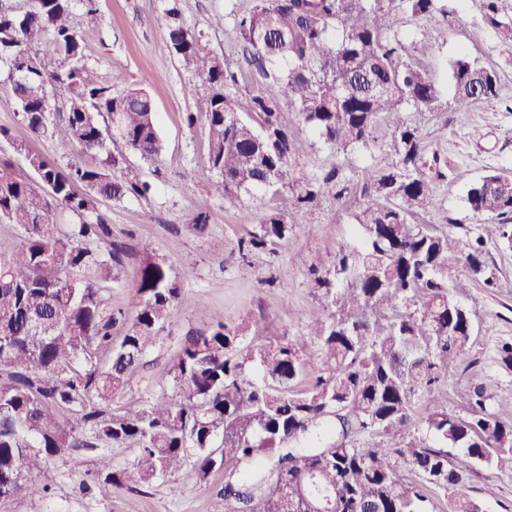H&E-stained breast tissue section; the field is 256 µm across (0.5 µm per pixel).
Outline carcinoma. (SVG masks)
I'll list each match as a JSON object with an SVG mask.
<instances>
[{"mask_svg":"<svg viewBox=\"0 0 512 512\" xmlns=\"http://www.w3.org/2000/svg\"><path fill=\"white\" fill-rule=\"evenodd\" d=\"M498 2L484 0V20L511 49L512 16ZM77 4L86 26L97 24L95 0H30L23 8L0 0L7 94L33 136L83 155L62 167L15 144L26 154L25 175L0 160V222L23 230L19 247L0 256V503L45 493L41 461L68 448H135L127 467L100 454L92 484L102 497L150 487L191 461L202 480L224 471L213 512H314L318 504L329 512H435L428 508L434 490L448 512H481L462 491L464 476L478 464L512 473V428L481 386L469 392L464 418L444 408L423 416L415 406L419 393L448 383L472 337L470 311L448 298V261L460 260L487 287L496 281L483 236L463 251L448 231L413 223L437 204L434 180L444 173L425 174L421 138L402 112H434L442 93L428 73L402 62L397 23L418 17L449 25L454 11L443 0H254L238 16L244 61L266 80L250 107L259 126L239 117L236 72L211 58L196 111L186 116L188 125L201 116L208 127L201 176L236 197L285 191L299 207L327 191L339 201L359 187L367 197L355 216L360 245L341 247L329 269L311 271L333 308L310 324L320 374L295 389L298 351L288 343L246 345L238 327L220 320L187 337L169 370L171 393L114 409L187 299L180 274L155 257L131 285L129 312H112L101 294L122 247L99 201L150 190L114 175L120 159L106 153L107 128L117 125L118 138L147 160L160 157L163 142L147 88L115 92L89 78L84 34L70 21ZM163 24L177 58L195 61L199 41L177 0ZM53 60L60 65L51 70ZM497 83L493 68L468 56L451 64L459 109L497 96ZM285 98L337 149L367 146L389 123L396 159L360 167L352 180L339 167L296 177L291 161L304 141L280 120ZM467 203L499 219L485 232L512 247L511 174L481 177ZM65 211L80 218L66 230ZM307 229L275 207L238 241V252L245 257ZM117 326L124 336L115 345ZM103 349L105 369L97 362ZM448 446L462 456L449 461ZM402 465L415 478L400 475Z\"/></svg>","mask_w":512,"mask_h":512,"instance_id":"1","label":"carcinoma"}]
</instances>
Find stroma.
Returning a JSON list of instances; mask_svg holds the SVG:
<instances>
[{
  "instance_id": "obj_1",
  "label": "stroma",
  "mask_w": 512,
  "mask_h": 512,
  "mask_svg": "<svg viewBox=\"0 0 512 512\" xmlns=\"http://www.w3.org/2000/svg\"><path fill=\"white\" fill-rule=\"evenodd\" d=\"M167 0H98L100 22L86 31L85 55L90 77L117 88L146 87L153 98L164 150L147 161L122 142H108L112 155L122 157L119 175L148 182L147 197L103 200L99 208L112 226V239L122 244L117 279L105 284L109 308L128 310L130 286L146 257L154 256L182 272L180 286L188 304L151 351L146 365L131 378L120 399L130 404L169 392L168 371L187 336L208 330L215 320L244 328L256 343L289 342L304 361L298 382L306 389L317 372V340L307 325L323 316L326 302L310 286V268L327 269L340 247L358 242L353 215L366 204L361 192L343 200L325 194L312 211L297 209L290 195L280 206L289 223L309 225L299 238L283 240L273 249L240 258L238 239L255 231L269 210L263 194L229 197L202 179L199 172L208 154L205 121L187 126L205 67L212 57L240 73L234 92L241 117H249L252 97L261 94L265 81L246 69L235 27L238 15L252 0H178L186 24L196 33L200 53L188 65L173 55L162 24ZM451 25L431 30L428 21L405 18L399 31L405 43L404 62L428 72L441 86V107L433 112L406 108L403 117L416 126L426 156H437L446 177L436 185L438 206L423 215L422 223L449 229L459 242L478 235L482 222L470 210L466 194L475 181L491 173L512 172V50L502 47L482 20V0H451ZM224 24L212 26L214 16ZM468 56L495 69L498 94L472 101L458 110L452 97L450 65ZM283 123L306 143L293 162L297 176L309 178L338 167L345 174L355 168L381 163L393 129L380 124L376 141L366 147L336 150L312 135L289 102L281 104ZM0 127L13 140L26 142L60 165L79 159L77 151L31 138L17 108L0 89ZM209 217L204 233L193 229L197 213ZM486 259L497 285L483 288L457 264L448 266V295L471 310L473 334L461 355L455 375L432 394L421 395L416 407L426 413L437 406L466 416L465 395L477 384L492 394V408L501 422L512 424V370L500 367L498 348L512 342V249L491 240ZM98 450L74 449L41 467L39 478L50 491L42 499L20 498L0 512H212V503L224 482L217 473L200 481L193 465L150 488L123 489L109 498L83 492L80 484L93 474ZM464 491L484 512H512V474L478 465L468 474Z\"/></svg>"
}]
</instances>
